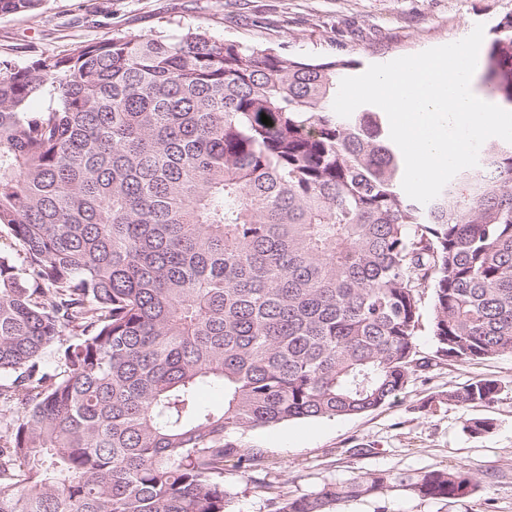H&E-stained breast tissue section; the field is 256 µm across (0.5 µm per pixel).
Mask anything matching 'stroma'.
<instances>
[{
	"label": "stroma",
	"instance_id": "obj_1",
	"mask_svg": "<svg viewBox=\"0 0 512 512\" xmlns=\"http://www.w3.org/2000/svg\"><path fill=\"white\" fill-rule=\"evenodd\" d=\"M508 13L512 0H44L36 11L0 17V60L24 67L43 53L69 54L84 41L199 28L218 40L316 62L344 57L354 61L357 76L369 65L461 40L475 25L492 27ZM476 378L499 381L492 406L428 408L431 397ZM479 417L492 418L494 428L475 436L466 424ZM235 437L258 451L268 481L291 497L375 470L466 464L478 479L452 502L393 491L351 500L344 512H512V353L439 361L430 374L414 375L393 403L363 414Z\"/></svg>",
	"mask_w": 512,
	"mask_h": 512
}]
</instances>
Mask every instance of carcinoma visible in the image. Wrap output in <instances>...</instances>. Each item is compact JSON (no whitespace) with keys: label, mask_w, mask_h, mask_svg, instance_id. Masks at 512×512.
Here are the masks:
<instances>
[{"label":"carcinoma","mask_w":512,"mask_h":512,"mask_svg":"<svg viewBox=\"0 0 512 512\" xmlns=\"http://www.w3.org/2000/svg\"><path fill=\"white\" fill-rule=\"evenodd\" d=\"M352 66L198 28L0 63V230L18 244L0 252V512H230L224 474L260 462L231 433L362 414L438 359L512 353V143L421 204L381 112L333 111ZM482 83L512 106V14ZM475 486L463 466L373 471L267 501ZM432 290L430 288H425L423 290L422 295V305H423V317H422V325L416 336V344L418 351L422 356L432 357L435 355L436 346L434 343V339L431 333V306H432Z\"/></svg>","instance_id":"cac0c4a2"}]
</instances>
